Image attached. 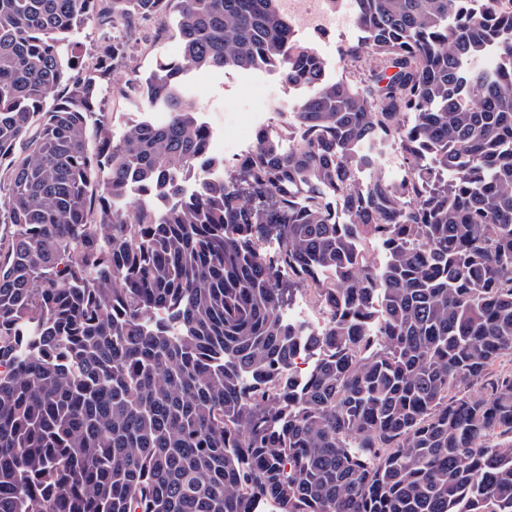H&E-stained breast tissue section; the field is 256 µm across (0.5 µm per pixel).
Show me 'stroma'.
Returning a JSON list of instances; mask_svg holds the SVG:
<instances>
[{"instance_id": "35a3bbf8", "label": "stroma", "mask_w": 512, "mask_h": 512, "mask_svg": "<svg viewBox=\"0 0 512 512\" xmlns=\"http://www.w3.org/2000/svg\"><path fill=\"white\" fill-rule=\"evenodd\" d=\"M145 38L127 42L128 64L140 75H148L159 59L180 57L181 48L171 25L149 26ZM299 40L315 43L327 62L329 79L339 78L343 63L338 50L341 45L357 41L359 32L336 31L320 39L303 21H296ZM122 75H114L103 94L102 109L109 120L113 140H121L127 130L141 121L164 122L166 112L148 110L133 99L123 96ZM301 90L287 86L278 74L266 69L222 71L195 70L187 79L184 98L197 116L208 123L213 136L210 153L222 159L246 144L255 142L260 126L281 122L285 107L301 97Z\"/></svg>"}]
</instances>
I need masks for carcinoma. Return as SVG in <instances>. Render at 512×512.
<instances>
[{
    "label": "carcinoma",
    "instance_id": "carcinoma-1",
    "mask_svg": "<svg viewBox=\"0 0 512 512\" xmlns=\"http://www.w3.org/2000/svg\"><path fill=\"white\" fill-rule=\"evenodd\" d=\"M358 2L331 81L282 0H0V512H512V0ZM97 16L181 43L127 69L170 119L118 143L124 43L88 69L70 40ZM225 68L313 84L302 137L185 199L174 175L218 162L182 80ZM282 268L332 308L298 387Z\"/></svg>",
    "mask_w": 512,
    "mask_h": 512
}]
</instances>
